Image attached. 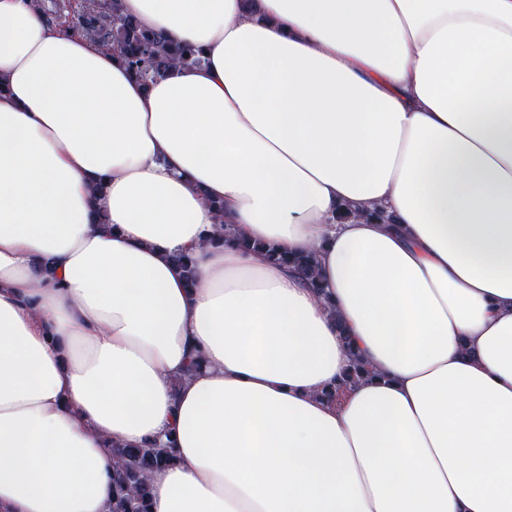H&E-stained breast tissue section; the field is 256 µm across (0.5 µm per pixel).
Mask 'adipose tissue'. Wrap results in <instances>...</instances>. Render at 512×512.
<instances>
[{"instance_id": "ef3b65f1", "label": "adipose tissue", "mask_w": 512, "mask_h": 512, "mask_svg": "<svg viewBox=\"0 0 512 512\" xmlns=\"http://www.w3.org/2000/svg\"><path fill=\"white\" fill-rule=\"evenodd\" d=\"M123 11L0 0V512H512V0ZM75 29L119 52L127 66L147 81L172 68L199 64L194 50L177 45L122 11V0H84ZM269 257L276 262L290 263L298 273L307 280L312 287L317 288L320 285V279L316 271V263L310 256H298L289 260L282 257L273 247L265 246ZM117 458L112 477V512H146L149 473L172 461V447L156 444L147 448H119Z\"/></svg>"}]
</instances>
